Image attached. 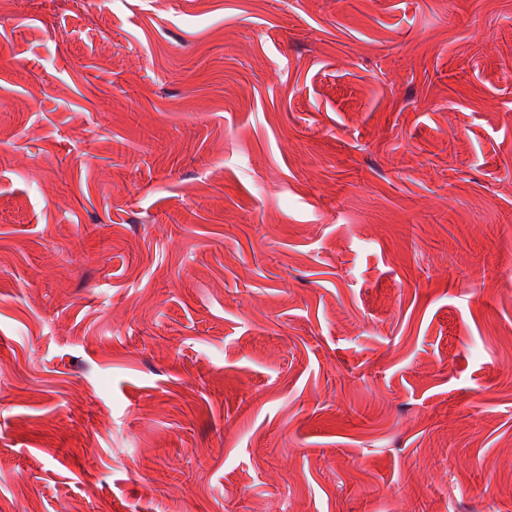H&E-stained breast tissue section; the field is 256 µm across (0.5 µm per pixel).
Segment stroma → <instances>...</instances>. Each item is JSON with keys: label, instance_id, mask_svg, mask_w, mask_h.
<instances>
[{"label": "stroma", "instance_id": "35a3bbf8", "mask_svg": "<svg viewBox=\"0 0 512 512\" xmlns=\"http://www.w3.org/2000/svg\"><path fill=\"white\" fill-rule=\"evenodd\" d=\"M0 512H512V0H0Z\"/></svg>", "mask_w": 512, "mask_h": 512}]
</instances>
